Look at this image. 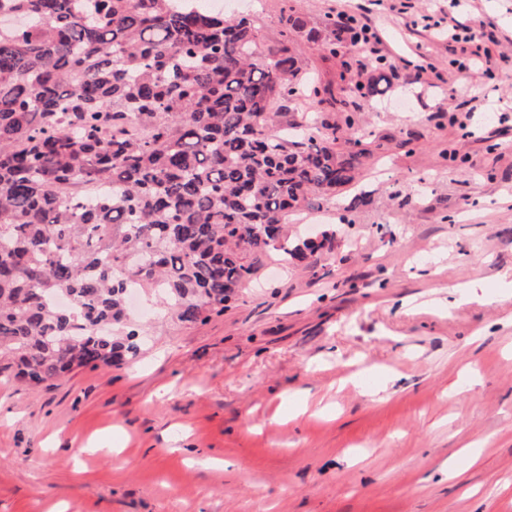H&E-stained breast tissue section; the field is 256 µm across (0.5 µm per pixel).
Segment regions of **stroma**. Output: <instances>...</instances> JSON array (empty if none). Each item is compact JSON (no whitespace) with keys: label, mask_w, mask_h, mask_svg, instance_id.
<instances>
[{"label":"stroma","mask_w":512,"mask_h":512,"mask_svg":"<svg viewBox=\"0 0 512 512\" xmlns=\"http://www.w3.org/2000/svg\"><path fill=\"white\" fill-rule=\"evenodd\" d=\"M286 2L242 0L262 47L280 44ZM296 4L319 32L361 8L382 37L334 57L297 40L385 146L336 194L362 203L345 224L290 213V235L331 244L263 256L205 321L140 297L136 358L41 387L0 378V512H512V0ZM448 13L494 32L492 73L458 72L459 44L420 24ZM344 60L352 81L386 71L387 101L347 96ZM420 61L433 71L417 84Z\"/></svg>","instance_id":"1"}]
</instances>
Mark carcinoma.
Masks as SVG:
<instances>
[{
    "label": "carcinoma",
    "mask_w": 512,
    "mask_h": 512,
    "mask_svg": "<svg viewBox=\"0 0 512 512\" xmlns=\"http://www.w3.org/2000/svg\"><path fill=\"white\" fill-rule=\"evenodd\" d=\"M0 376L31 387L135 357L132 289L173 320L224 312L277 251L302 262L332 241H292L288 212L336 198L380 145L343 104L301 84L288 46L252 21L185 0H0ZM386 77L349 93L372 98ZM109 193L89 201L84 190Z\"/></svg>",
    "instance_id": "cac0c4a2"
}]
</instances>
